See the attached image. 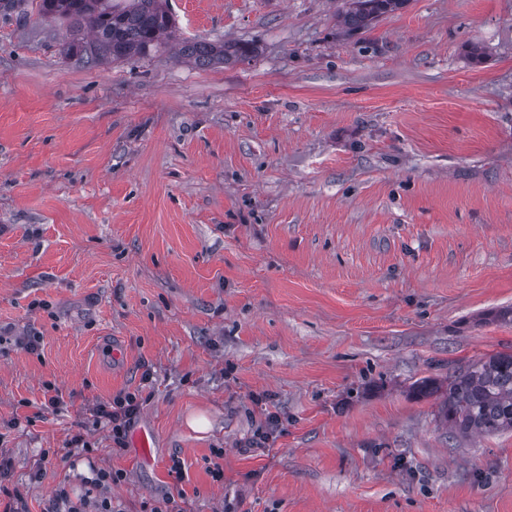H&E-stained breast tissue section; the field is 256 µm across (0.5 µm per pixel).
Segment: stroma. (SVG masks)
<instances>
[{
    "label": "stroma",
    "instance_id": "35a3bbf8",
    "mask_svg": "<svg viewBox=\"0 0 512 512\" xmlns=\"http://www.w3.org/2000/svg\"><path fill=\"white\" fill-rule=\"evenodd\" d=\"M343 7L168 0L161 48L95 66L36 5L0 15L1 504L512 512V432L449 439L413 393L512 353V0L356 35ZM127 391L145 458L94 421ZM255 51L254 47L237 43L194 40L183 41L179 49L182 57L193 60L199 67H210L216 64L225 66ZM280 420L275 415H269L265 422L261 423L254 431L252 437L247 442L249 449L271 448L276 440V433L278 431Z\"/></svg>",
    "mask_w": 512,
    "mask_h": 512
}]
</instances>
